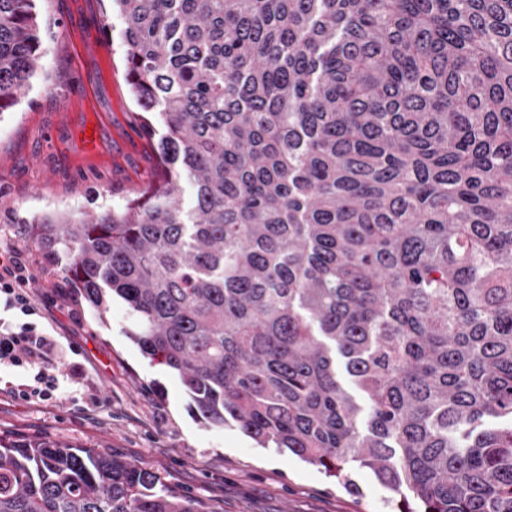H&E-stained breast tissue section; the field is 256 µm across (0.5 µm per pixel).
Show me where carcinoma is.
<instances>
[{
  "label": "carcinoma",
  "mask_w": 512,
  "mask_h": 512,
  "mask_svg": "<svg viewBox=\"0 0 512 512\" xmlns=\"http://www.w3.org/2000/svg\"><path fill=\"white\" fill-rule=\"evenodd\" d=\"M166 178L36 222L99 318L262 448L397 512H512V0H112ZM0 0V114L40 58ZM191 199L184 203L185 187ZM0 512H207L99 448L0 441Z\"/></svg>",
  "instance_id": "1"
}]
</instances>
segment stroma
<instances>
[{"label":"stroma","instance_id":"stroma-1","mask_svg":"<svg viewBox=\"0 0 512 512\" xmlns=\"http://www.w3.org/2000/svg\"><path fill=\"white\" fill-rule=\"evenodd\" d=\"M43 57L19 103L0 115V254L27 266L24 291L39 333L54 337L78 378L58 398L13 395L22 371L0 369V437L105 448L144 463L209 512H391L393 494L369 471L349 495L317 467L260 448L231 427L205 426L186 408L177 374L125 335L122 301L99 320L36 245L35 220L100 212L161 184L156 142L142 132L125 77L122 24L109 0H35ZM94 127L96 146L83 130Z\"/></svg>","mask_w":512,"mask_h":512}]
</instances>
